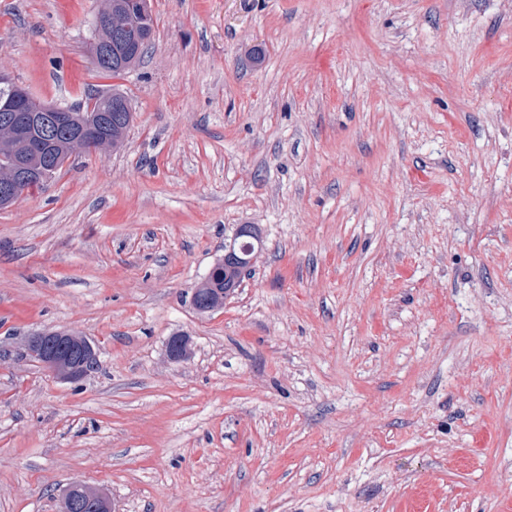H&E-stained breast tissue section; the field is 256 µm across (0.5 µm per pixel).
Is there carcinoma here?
<instances>
[{"mask_svg":"<svg viewBox=\"0 0 512 512\" xmlns=\"http://www.w3.org/2000/svg\"><path fill=\"white\" fill-rule=\"evenodd\" d=\"M98 14L110 18L108 24L94 27L93 47L107 50V63L114 71H129L143 60L155 32L156 19L150 0H103ZM32 113L0 109V208L13 203L9 190L19 173L16 160L27 157L47 164L51 174L61 170L64 160L75 153L91 154L112 147L121 148L134 121L129 98L114 90L95 108L75 103L63 112H41V123L30 126ZM224 282V290L239 287L240 272L232 266L217 265L211 278L197 285V303L215 307L220 300L213 291V279Z\"/></svg>","mask_w":512,"mask_h":512,"instance_id":"1","label":"carcinoma"}]
</instances>
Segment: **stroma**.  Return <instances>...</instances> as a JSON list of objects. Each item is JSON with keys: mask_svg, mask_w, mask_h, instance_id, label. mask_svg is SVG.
<instances>
[{"mask_svg": "<svg viewBox=\"0 0 512 512\" xmlns=\"http://www.w3.org/2000/svg\"><path fill=\"white\" fill-rule=\"evenodd\" d=\"M150 2L112 77L99 0H0V74L136 112L0 209V512H512V0ZM47 328L98 370L23 356ZM238 229L236 230V233ZM234 238L232 237L228 245L225 244L224 250L228 248V246L231 244ZM243 242L253 243L254 246L256 247V242L252 238H237L233 242L234 248L238 250L239 246ZM234 248L233 246H230V248L224 251V256L222 257V259L219 260L223 264V266H214L211 272V278H216V280L224 282V290H219L218 288H216V291L220 295H224V298H227L231 293H233L236 290V288L239 287L241 281L240 272L236 268H234L233 266H224L225 264H235L239 261L237 254L238 252L236 253ZM229 290V294H224L225 291L228 292ZM71 336L67 331L46 329L24 339L22 353L25 357L42 364L57 380L64 383H77L87 377L100 364L96 346L82 336ZM77 341L82 348V359L72 361L63 351H50L51 341L66 343Z\"/></svg>", "mask_w": 512, "mask_h": 512, "instance_id": "stroma-1", "label": "stroma"}]
</instances>
